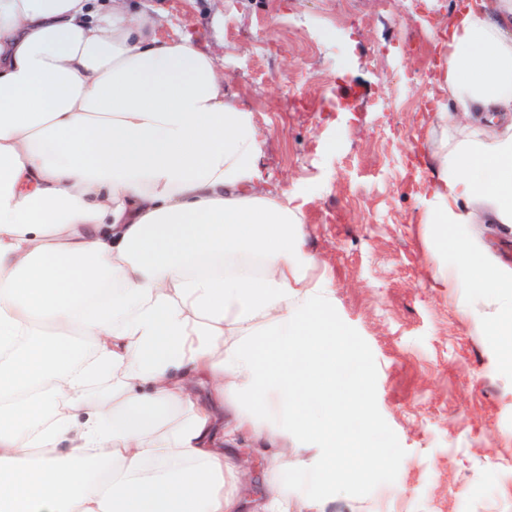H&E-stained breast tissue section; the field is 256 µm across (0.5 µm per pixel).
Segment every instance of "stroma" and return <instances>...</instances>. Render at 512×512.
Here are the masks:
<instances>
[{
	"mask_svg": "<svg viewBox=\"0 0 512 512\" xmlns=\"http://www.w3.org/2000/svg\"><path fill=\"white\" fill-rule=\"evenodd\" d=\"M193 37L253 112L267 190L296 192L308 247L333 274L349 368L373 375L371 465L329 512H512V354L493 297L447 288L452 262L420 223L437 44L458 0H149ZM467 233L512 272V227Z\"/></svg>",
	"mask_w": 512,
	"mask_h": 512,
	"instance_id": "obj_1",
	"label": "stroma"
}]
</instances>
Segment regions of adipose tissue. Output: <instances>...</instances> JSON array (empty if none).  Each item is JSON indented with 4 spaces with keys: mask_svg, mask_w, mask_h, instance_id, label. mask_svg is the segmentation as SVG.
Listing matches in <instances>:
<instances>
[{
    "mask_svg": "<svg viewBox=\"0 0 512 512\" xmlns=\"http://www.w3.org/2000/svg\"><path fill=\"white\" fill-rule=\"evenodd\" d=\"M127 0H0V512H288L357 479L371 375L294 192L213 58ZM466 125L428 149L421 223L454 287L512 309L465 224H512V0H466L437 79ZM208 398H200L199 385ZM249 435L260 497L224 446Z\"/></svg>",
    "mask_w": 512,
    "mask_h": 512,
    "instance_id": "adipose-tissue-1",
    "label": "adipose tissue"
}]
</instances>
